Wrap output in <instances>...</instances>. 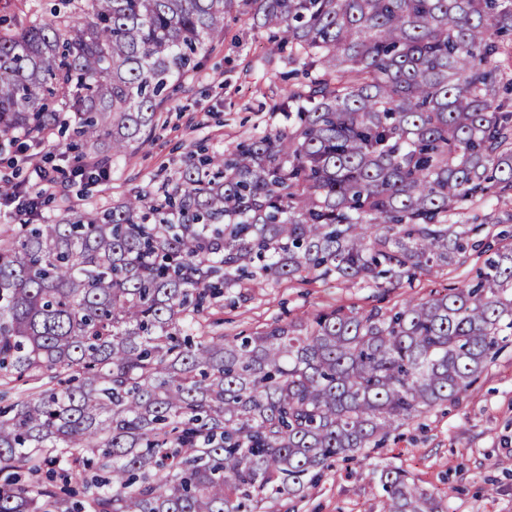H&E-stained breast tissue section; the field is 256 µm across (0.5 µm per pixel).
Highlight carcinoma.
I'll list each match as a JSON object with an SVG mask.
<instances>
[{"instance_id": "obj_1", "label": "carcinoma", "mask_w": 512, "mask_h": 512, "mask_svg": "<svg viewBox=\"0 0 512 512\" xmlns=\"http://www.w3.org/2000/svg\"><path fill=\"white\" fill-rule=\"evenodd\" d=\"M243 9L295 49L285 130L0 238V512H276L470 388L512 336V245L391 309L226 336L244 280L398 288L512 198V0H82L0 34V140L73 127L96 169ZM381 512H450L380 470Z\"/></svg>"}]
</instances>
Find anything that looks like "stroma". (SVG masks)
<instances>
[{
	"label": "stroma",
	"mask_w": 512,
	"mask_h": 512,
	"mask_svg": "<svg viewBox=\"0 0 512 512\" xmlns=\"http://www.w3.org/2000/svg\"><path fill=\"white\" fill-rule=\"evenodd\" d=\"M269 31L252 28L246 16L224 18V34L198 56L157 114L149 140L113 162L107 182L73 178L77 165L70 132L56 135L49 159L62 184V205L110 206L128 192L173 179L189 152H221L268 130L283 129L280 105L288 86L303 78V63L290 47L272 49ZM483 264L470 255L461 267L387 290L345 281L248 282L242 298L220 299L212 310L225 335L248 332L316 310L389 308L414 295L468 281ZM395 465L423 487L447 494L450 512H512V337L477 382L456 402L438 407L401 427L370 459L337 462L320 483L290 501V512H380L377 467Z\"/></svg>",
	"instance_id": "obj_1"
}]
</instances>
